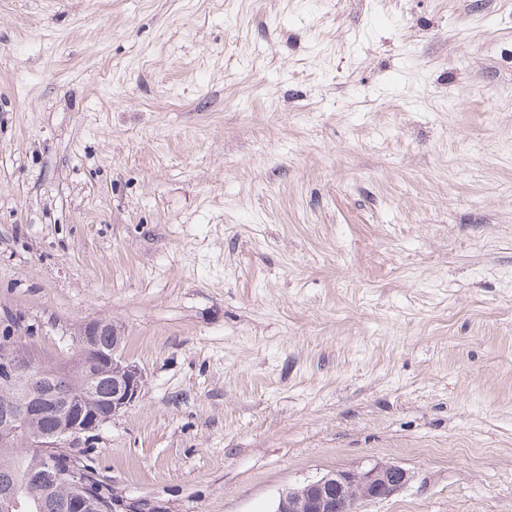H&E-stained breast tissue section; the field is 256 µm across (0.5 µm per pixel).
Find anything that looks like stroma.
Segmentation results:
<instances>
[{
    "label": "stroma",
    "instance_id": "35a3bbf8",
    "mask_svg": "<svg viewBox=\"0 0 512 512\" xmlns=\"http://www.w3.org/2000/svg\"><path fill=\"white\" fill-rule=\"evenodd\" d=\"M116 326L79 441L168 512H512V0H0V312ZM410 478L406 469L391 462L331 471L281 491L273 512H357L359 503L388 499Z\"/></svg>",
    "mask_w": 512,
    "mask_h": 512
}]
</instances>
